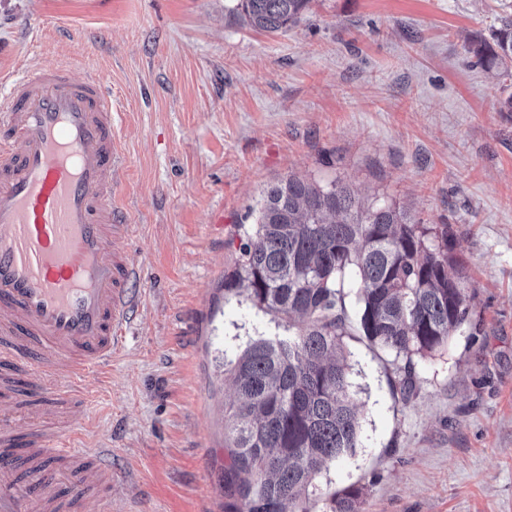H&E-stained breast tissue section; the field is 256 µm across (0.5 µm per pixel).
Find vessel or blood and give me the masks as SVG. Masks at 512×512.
Listing matches in <instances>:
<instances>
[{"mask_svg":"<svg viewBox=\"0 0 512 512\" xmlns=\"http://www.w3.org/2000/svg\"><path fill=\"white\" fill-rule=\"evenodd\" d=\"M124 158L112 100L95 75L56 66L12 80L0 98V392L16 374L85 402L80 383L111 361L136 297L138 268L115 244L132 235L117 206ZM98 453L62 430L16 438L0 418V512H82L78 488ZM75 486L33 503V484Z\"/></svg>","mask_w":512,"mask_h":512,"instance_id":"vessel-or-blood-1","label":"vessel or blood"}]
</instances>
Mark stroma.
<instances>
[{
    "mask_svg": "<svg viewBox=\"0 0 512 512\" xmlns=\"http://www.w3.org/2000/svg\"><path fill=\"white\" fill-rule=\"evenodd\" d=\"M234 0H0V78L97 73L128 157L118 188L140 275L123 347L67 426L103 449L112 512H224V361L278 333L224 296L237 224L270 183L341 179L450 225L472 323L418 360L345 337L360 445L316 480L310 512L363 486V512H512V112L500 66L472 67L497 0H312L284 33ZM55 393L0 402L16 429Z\"/></svg>",
    "mask_w": 512,
    "mask_h": 512,
    "instance_id": "35a3bbf8",
    "label": "stroma"
}]
</instances>
